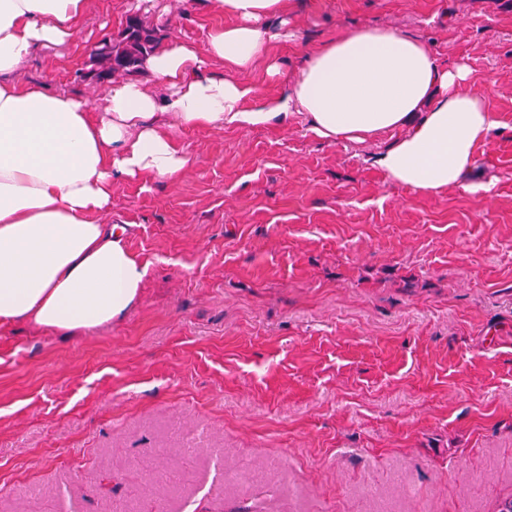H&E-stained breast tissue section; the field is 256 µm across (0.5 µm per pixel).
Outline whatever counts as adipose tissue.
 <instances>
[{
    "instance_id": "1",
    "label": "adipose tissue",
    "mask_w": 512,
    "mask_h": 512,
    "mask_svg": "<svg viewBox=\"0 0 512 512\" xmlns=\"http://www.w3.org/2000/svg\"><path fill=\"white\" fill-rule=\"evenodd\" d=\"M89 0H0V325L28 322L60 332L123 318L147 266L125 245L127 225L106 222L114 178H173L189 166L158 113L191 127L246 128L305 115L327 141H392L375 163L418 195L465 185L497 122L466 64H439L418 38L348 30L308 56L290 92L245 108L255 94L239 72L266 60L275 39L266 17L286 0H208L231 17L210 31L206 52L170 41L144 68L169 90L157 100L139 81L113 83L102 106L38 86L18 73L34 48L74 40ZM223 61L221 78L208 60Z\"/></svg>"
}]
</instances>
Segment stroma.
Here are the masks:
<instances>
[{
  "label": "stroma",
  "instance_id": "1",
  "mask_svg": "<svg viewBox=\"0 0 512 512\" xmlns=\"http://www.w3.org/2000/svg\"><path fill=\"white\" fill-rule=\"evenodd\" d=\"M130 0H90L77 43L23 82L99 108L96 47ZM162 41L229 24L201 0H147ZM279 64L240 72L278 98L343 31L426 41L493 75L498 124L474 179L416 195L383 142L167 119L176 178L119 179L112 219L148 266L112 326H0V512H496L512 496V0H288Z\"/></svg>",
  "mask_w": 512,
  "mask_h": 512
}]
</instances>
